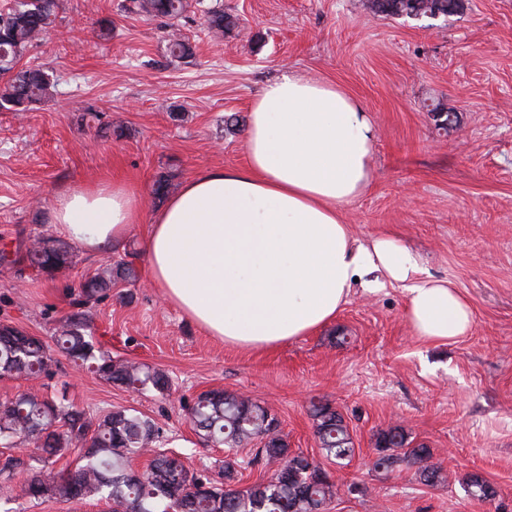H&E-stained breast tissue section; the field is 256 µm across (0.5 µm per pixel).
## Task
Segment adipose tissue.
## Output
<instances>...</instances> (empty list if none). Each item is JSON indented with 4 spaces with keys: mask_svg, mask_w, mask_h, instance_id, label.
Segmentation results:
<instances>
[{
    "mask_svg": "<svg viewBox=\"0 0 512 512\" xmlns=\"http://www.w3.org/2000/svg\"><path fill=\"white\" fill-rule=\"evenodd\" d=\"M376 129L342 89L295 75L266 84L246 125L247 162L186 180L149 220L150 278L208 335L273 348L332 322L355 280L377 292L402 284L416 336L469 333L473 314L450 283L419 278L411 251L389 238L363 243L341 208L372 179ZM51 220L87 252L124 242L141 220L125 184L58 194Z\"/></svg>",
    "mask_w": 512,
    "mask_h": 512,
    "instance_id": "1",
    "label": "adipose tissue"
}]
</instances>
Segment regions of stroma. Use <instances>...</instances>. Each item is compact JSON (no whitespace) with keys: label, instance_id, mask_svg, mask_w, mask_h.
I'll use <instances>...</instances> for the list:
<instances>
[{"label":"stroma","instance_id":"1","mask_svg":"<svg viewBox=\"0 0 512 512\" xmlns=\"http://www.w3.org/2000/svg\"><path fill=\"white\" fill-rule=\"evenodd\" d=\"M189 3L178 27L194 56L178 60L160 20L133 0H59L51 34L23 59L54 73L52 97L0 112V249L39 233L62 237L48 215L71 185L125 182L148 214L159 207V176L177 189L203 170L243 165L252 101L291 73L344 89L377 129L372 182L342 208L354 237L407 246L421 277L451 282L467 300L473 327L422 340L401 285H357L336 319L309 335L270 350L227 345L151 283L143 222L110 253L76 248L52 277L21 260L0 264V323L50 339L79 284L135 253L138 279L117 283L86 313L104 349L167 372L171 395L108 384L64 359L31 383L0 378V400L31 386L94 415L135 409L196 471L226 455L202 446L187 418L200 392L221 388L269 407L291 450L318 462L311 405L327 401L355 444L350 464L333 470L328 512H512V0H463L457 14L421 21L374 15L364 0ZM215 5L238 20L218 40L204 27ZM436 103L450 122L432 113ZM392 425L432 449L444 484L374 471L376 437ZM475 472L495 487L493 499L466 495L462 480ZM0 512L108 508L40 503L0 487Z\"/></svg>","mask_w":512,"mask_h":512}]
</instances>
